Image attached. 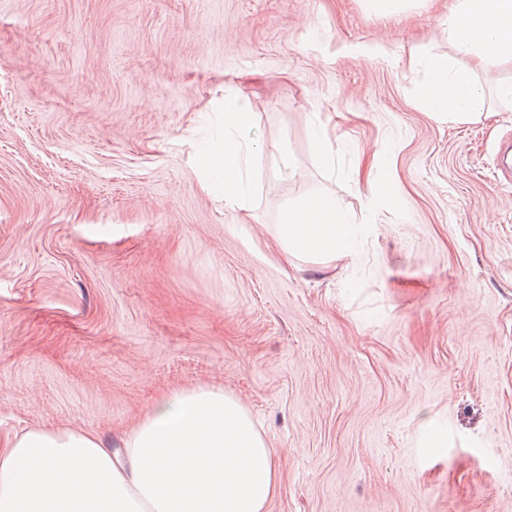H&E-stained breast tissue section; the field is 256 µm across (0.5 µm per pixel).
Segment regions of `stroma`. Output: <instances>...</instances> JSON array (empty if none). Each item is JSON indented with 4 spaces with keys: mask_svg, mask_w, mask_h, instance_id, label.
<instances>
[{
    "mask_svg": "<svg viewBox=\"0 0 512 512\" xmlns=\"http://www.w3.org/2000/svg\"><path fill=\"white\" fill-rule=\"evenodd\" d=\"M456 3L0 0V442L116 448L161 395L218 386L279 461L267 512H512V66L479 71V121L420 108ZM228 91L291 157L242 210L197 160ZM313 190L356 252L284 263L278 211Z\"/></svg>",
    "mask_w": 512,
    "mask_h": 512,
    "instance_id": "1",
    "label": "stroma"
}]
</instances>
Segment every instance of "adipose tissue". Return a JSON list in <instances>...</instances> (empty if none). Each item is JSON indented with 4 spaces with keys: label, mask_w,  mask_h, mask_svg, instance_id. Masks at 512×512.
<instances>
[{
    "label": "adipose tissue",
    "mask_w": 512,
    "mask_h": 512,
    "mask_svg": "<svg viewBox=\"0 0 512 512\" xmlns=\"http://www.w3.org/2000/svg\"><path fill=\"white\" fill-rule=\"evenodd\" d=\"M457 55L481 66L512 62V0H459L442 20ZM422 109L452 122L480 117L474 69L444 57L423 62ZM250 113L224 98V143L200 164L229 206L243 207L250 170L263 154L287 155L284 140L246 137ZM284 257L353 251L355 232L335 195L313 191L278 215ZM113 452L91 430L33 429L0 447V512H267L280 491L279 463L254 420L223 388L161 397Z\"/></svg>",
    "instance_id": "adipose-tissue-1"
}]
</instances>
